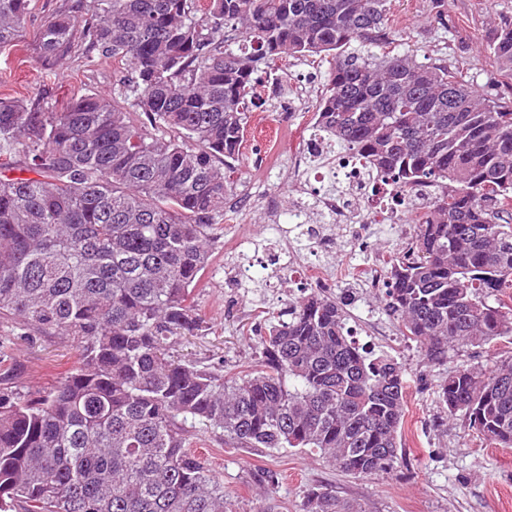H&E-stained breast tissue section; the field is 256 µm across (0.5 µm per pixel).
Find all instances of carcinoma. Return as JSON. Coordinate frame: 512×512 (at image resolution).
Returning <instances> with one entry per match:
<instances>
[{"instance_id": "carcinoma-1", "label": "carcinoma", "mask_w": 512, "mask_h": 512, "mask_svg": "<svg viewBox=\"0 0 512 512\" xmlns=\"http://www.w3.org/2000/svg\"><path fill=\"white\" fill-rule=\"evenodd\" d=\"M31 0H0V47L23 45ZM43 21L42 63L85 45L125 72L110 98L60 112L0 97V315L79 343L47 395L0 393V512H226L187 423L235 448H297L368 475L396 458L407 380L355 340L336 299L268 319L262 369L226 376L168 354L206 331L210 261L260 66L334 54L316 120L399 188H441L392 259L385 310L427 360L512 334V105L445 64L353 44L388 39L390 0H95ZM241 34L233 49L224 28ZM512 75V26L489 45ZM494 299L497 305L489 304ZM447 416L512 447V357L454 370ZM303 512H363L313 488Z\"/></svg>"}]
</instances>
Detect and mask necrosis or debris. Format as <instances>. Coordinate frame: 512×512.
I'll return each instance as SVG.
<instances>
[{"label": "necrosis or debris", "mask_w": 512, "mask_h": 512, "mask_svg": "<svg viewBox=\"0 0 512 512\" xmlns=\"http://www.w3.org/2000/svg\"><path fill=\"white\" fill-rule=\"evenodd\" d=\"M328 181L335 183V191L322 190V183ZM288 184L297 195L290 212L292 222L302 236L324 249L330 248L332 231L337 227L347 229L355 242L367 240L381 224L391 225L403 238H413L409 218L423 216L434 194L429 185L397 191L392 181L368 168L356 152L336 151L327 136L314 127L288 155ZM311 209L328 216V223H309L306 214ZM273 260L280 269L303 270L308 281L317 287L333 284L331 270L304 262L288 236L277 240Z\"/></svg>", "instance_id": "1"}]
</instances>
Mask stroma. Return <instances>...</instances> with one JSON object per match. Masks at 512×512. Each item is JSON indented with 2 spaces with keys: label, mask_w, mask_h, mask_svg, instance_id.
Segmentation results:
<instances>
[{
  "label": "stroma",
  "mask_w": 512,
  "mask_h": 512,
  "mask_svg": "<svg viewBox=\"0 0 512 512\" xmlns=\"http://www.w3.org/2000/svg\"><path fill=\"white\" fill-rule=\"evenodd\" d=\"M72 3L34 0L25 50L0 48V95L35 98L52 112L77 92L111 95L122 77L111 61L81 49L60 68L43 66L38 57L43 20ZM508 24H512V0H392L388 21L390 38L401 50L413 51L418 61H444L478 92L512 101V83L488 50L499 29ZM333 65V57L327 55L313 62L293 60L263 74V81L277 80L292 90L308 87L311 109L281 112L275 100H266L273 137L261 138L255 126H248L233 163V193H272L279 196L283 211L292 209L293 197L284 179L287 145L298 142L314 120L313 107L327 87ZM245 234L251 245L240 253H226L225 242ZM275 241L276 230L262 209H254L242 222L218 218L211 261L195 290L209 329L182 340L176 357L221 368L229 376L259 369L256 326L314 290L302 273L276 272L269 250ZM296 245L308 262L338 269L340 277L330 293L343 304L356 340L403 365L408 392L402 445L387 471L353 476L338 471L319 454L228 448L219 432L200 430L194 450L223 480L229 512H255L256 500L263 494L269 495L274 512H303V497L314 487L331 489L339 499L360 504L363 512H512V447L491 444L463 417L446 418L438 400V388L449 371L468 366L490 370L512 356V335L484 346L456 348L445 363H430L415 342L402 336L385 311L382 294L366 293L358 283L361 267L391 260L401 252L403 243L396 234L378 232L362 249L342 235L328 250L303 237ZM229 258L252 266L248 286L239 287L225 277ZM78 354L73 337L0 315V389L23 395L48 391L74 366ZM270 472L277 474V484L267 483Z\"/></svg>",
  "instance_id": "35a3bbf8"
}]
</instances>
